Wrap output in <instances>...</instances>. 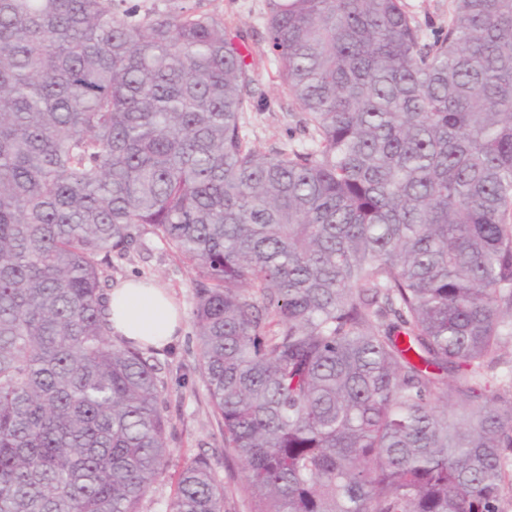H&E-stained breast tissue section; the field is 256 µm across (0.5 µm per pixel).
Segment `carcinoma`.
I'll use <instances>...</instances> for the list:
<instances>
[{
  "label": "carcinoma",
  "mask_w": 512,
  "mask_h": 512,
  "mask_svg": "<svg viewBox=\"0 0 512 512\" xmlns=\"http://www.w3.org/2000/svg\"><path fill=\"white\" fill-rule=\"evenodd\" d=\"M188 0H0V512H141L158 366L112 255L193 274L250 512H502L512 493V0H266L307 140L262 152L243 31ZM169 512H224L202 455ZM406 10L428 33L447 29L450 22L453 0H403Z\"/></svg>",
  "instance_id": "1"
}]
</instances>
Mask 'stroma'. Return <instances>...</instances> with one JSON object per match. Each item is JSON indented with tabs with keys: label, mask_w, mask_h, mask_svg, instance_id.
I'll list each match as a JSON object with an SVG mask.
<instances>
[{
	"label": "stroma",
	"mask_w": 512,
	"mask_h": 512,
	"mask_svg": "<svg viewBox=\"0 0 512 512\" xmlns=\"http://www.w3.org/2000/svg\"><path fill=\"white\" fill-rule=\"evenodd\" d=\"M210 11L246 34L249 59L262 98L246 113L249 140L264 151L283 149L304 141L301 115L291 105L276 78L277 62L266 42V0H206ZM108 287L122 280L141 277L166 288L182 307V332L168 349L157 352L162 363L160 384L168 416L167 467L152 485L143 502V512H166L173 499L178 475L186 462L203 455L209 458L224 483V512H249V501L241 491L244 475L240 467L224 460L223 426L214 413L198 372L194 327L195 290L191 274L179 256L150 231H142L137 247L112 260L106 269Z\"/></svg>",
	"instance_id": "1"
}]
</instances>
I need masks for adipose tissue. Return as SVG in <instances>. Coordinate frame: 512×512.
Masks as SVG:
<instances>
[{"instance_id":"ef3b65f1","label":"adipose tissue","mask_w":512,"mask_h":512,"mask_svg":"<svg viewBox=\"0 0 512 512\" xmlns=\"http://www.w3.org/2000/svg\"><path fill=\"white\" fill-rule=\"evenodd\" d=\"M112 335L158 350L169 347L183 324V313L165 290L146 280L131 279L107 293Z\"/></svg>"}]
</instances>
